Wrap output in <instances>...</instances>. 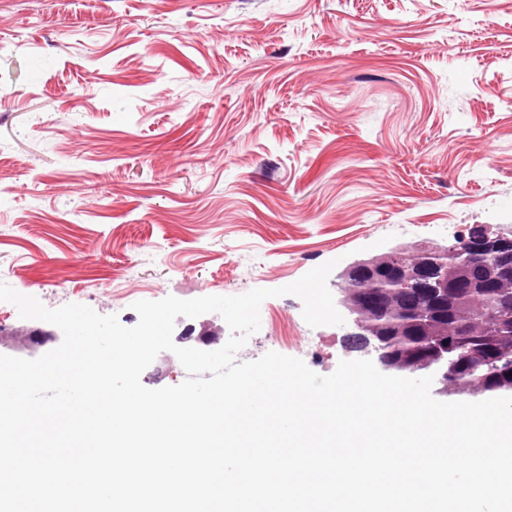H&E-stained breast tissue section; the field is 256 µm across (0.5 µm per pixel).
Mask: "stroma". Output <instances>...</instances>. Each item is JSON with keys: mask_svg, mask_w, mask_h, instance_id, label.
<instances>
[{"mask_svg": "<svg viewBox=\"0 0 512 512\" xmlns=\"http://www.w3.org/2000/svg\"><path fill=\"white\" fill-rule=\"evenodd\" d=\"M0 282L133 303L512 229L507 0H0ZM266 299L237 355L333 373L339 326ZM0 302V354L60 345Z\"/></svg>", "mask_w": 512, "mask_h": 512, "instance_id": "1", "label": "stroma"}]
</instances>
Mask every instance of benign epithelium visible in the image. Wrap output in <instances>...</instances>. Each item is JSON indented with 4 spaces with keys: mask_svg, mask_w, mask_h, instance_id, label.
<instances>
[{
    "mask_svg": "<svg viewBox=\"0 0 512 512\" xmlns=\"http://www.w3.org/2000/svg\"><path fill=\"white\" fill-rule=\"evenodd\" d=\"M482 262L481 279L454 280L444 272L442 258L458 251ZM512 279V231L493 230L487 226L472 229L462 244L429 243L424 245H393L382 253L348 263L336 276L335 306L344 318L347 333L357 351L369 357L383 374L403 376L408 373L417 378L433 376L432 395L448 399V380L461 368L473 372L483 361H469L459 365L448 359V340L438 339L433 344L430 357H414L402 363L388 356L374 338L368 312L372 309L382 314L393 304L398 294L396 287L427 288L430 300L401 303L405 326L412 331L422 323L443 320L448 315V289L478 290L486 298L484 319L512 309V296L500 290V284Z\"/></svg>",
    "mask_w": 512,
    "mask_h": 512,
    "instance_id": "benign-epithelium-1",
    "label": "benign epithelium"
}]
</instances>
